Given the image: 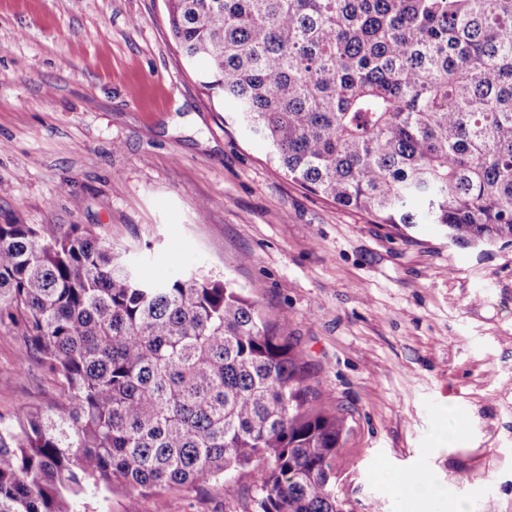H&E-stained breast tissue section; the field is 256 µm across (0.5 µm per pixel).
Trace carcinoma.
<instances>
[{
  "instance_id": "obj_1",
  "label": "carcinoma",
  "mask_w": 512,
  "mask_h": 512,
  "mask_svg": "<svg viewBox=\"0 0 512 512\" xmlns=\"http://www.w3.org/2000/svg\"><path fill=\"white\" fill-rule=\"evenodd\" d=\"M210 98L302 189L461 246L512 245V0H164ZM0 326L59 386L0 421V512L155 497L250 467L258 512H346L342 409L257 301L196 273L147 281L82 224H0Z\"/></svg>"
}]
</instances>
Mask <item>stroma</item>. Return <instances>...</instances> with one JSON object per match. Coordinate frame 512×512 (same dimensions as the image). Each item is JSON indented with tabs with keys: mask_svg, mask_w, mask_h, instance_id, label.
Returning a JSON list of instances; mask_svg holds the SVG:
<instances>
[{
	"mask_svg": "<svg viewBox=\"0 0 512 512\" xmlns=\"http://www.w3.org/2000/svg\"><path fill=\"white\" fill-rule=\"evenodd\" d=\"M185 65L162 0H0V224H83L148 279L229 275L344 409L349 512H512V246L396 230L306 192ZM0 328V417L48 409ZM429 481L408 495L397 476ZM249 474L168 492L166 512H254ZM101 489L72 512H154Z\"/></svg>",
	"mask_w": 512,
	"mask_h": 512,
	"instance_id": "stroma-1",
	"label": "stroma"
}]
</instances>
